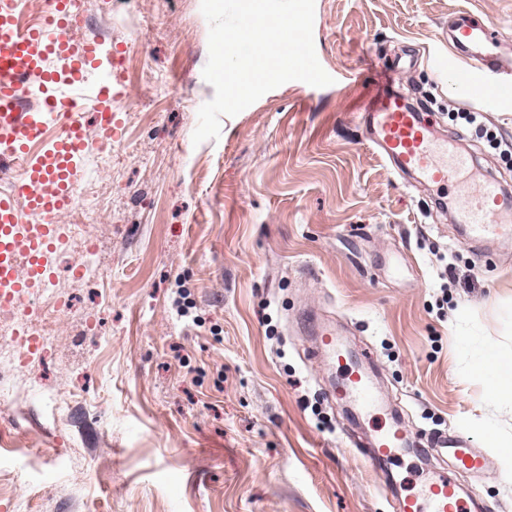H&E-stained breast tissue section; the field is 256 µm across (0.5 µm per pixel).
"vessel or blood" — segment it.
Listing matches in <instances>:
<instances>
[{"label":"vessel or blood","instance_id":"1","mask_svg":"<svg viewBox=\"0 0 512 512\" xmlns=\"http://www.w3.org/2000/svg\"><path fill=\"white\" fill-rule=\"evenodd\" d=\"M24 0H0V309L17 312L21 335H29L32 305L51 282L60 248L56 219L76 203L80 163L91 148L114 147L118 121L112 101L124 92L121 53L103 43L75 39L77 0H50L43 19L21 25ZM451 57L438 61L449 85L463 97L476 96L489 108L512 103V54L486 18L461 10L448 25ZM63 61V72L50 60ZM90 106L100 140L90 142L79 114ZM357 118L373 150L401 174L418 182L452 189L458 221L473 241L512 235V197L491 181L467 182L473 160L439 138L397 90L375 88ZM42 223L31 224L27 212ZM341 374L338 393L366 412L376 406L367 372L337 347L333 329L320 333ZM406 440L398 429L380 432L364 452L374 468L398 460ZM437 455L449 458L452 473L426 481L418 494L397 503L399 512H471L474 498H463L456 473L484 472L488 458L472 448L468 436L443 435Z\"/></svg>","mask_w":512,"mask_h":512}]
</instances>
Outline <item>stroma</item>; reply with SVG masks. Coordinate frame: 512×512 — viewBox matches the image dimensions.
<instances>
[{
  "instance_id": "obj_1",
  "label": "stroma",
  "mask_w": 512,
  "mask_h": 512,
  "mask_svg": "<svg viewBox=\"0 0 512 512\" xmlns=\"http://www.w3.org/2000/svg\"><path fill=\"white\" fill-rule=\"evenodd\" d=\"M459 10L489 16L512 51V0H315L333 84L287 82L196 145L215 93L201 0H80L76 37L125 48L128 94L112 104L119 146L89 159L58 217L96 211L94 251L78 240L54 259L69 305L55 345L0 396V512H25L29 490L39 512H394L443 471L431 440L455 432L493 461L463 490L512 512V400L473 369L488 344L512 357V239L467 245L446 191L373 152L345 79L417 55L402 92L430 95L438 134L512 190L490 144L512 142V109L460 98L434 69ZM85 261L92 275L75 278ZM308 313L371 353L383 412L337 396ZM394 426L416 450L373 470L359 444Z\"/></svg>"
}]
</instances>
